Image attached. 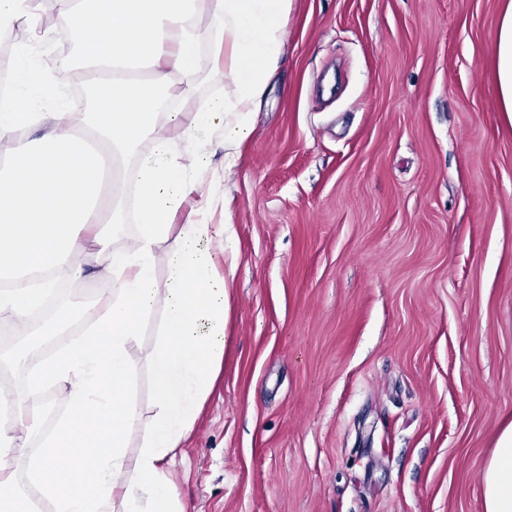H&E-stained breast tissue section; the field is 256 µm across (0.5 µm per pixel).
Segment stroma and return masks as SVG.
Returning a JSON list of instances; mask_svg holds the SVG:
<instances>
[{
    "label": "stroma",
    "instance_id": "35a3bbf8",
    "mask_svg": "<svg viewBox=\"0 0 512 512\" xmlns=\"http://www.w3.org/2000/svg\"><path fill=\"white\" fill-rule=\"evenodd\" d=\"M511 0H294L213 223L228 343L172 467L189 512H482L512 422ZM232 207H225V197ZM146 327L131 394L154 411ZM41 345L0 322V389ZM502 112L512 119V2L509 1L492 44Z\"/></svg>",
    "mask_w": 512,
    "mask_h": 512
}]
</instances>
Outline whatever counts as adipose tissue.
Returning a JSON list of instances; mask_svg holds the SVG:
<instances>
[{"mask_svg":"<svg viewBox=\"0 0 512 512\" xmlns=\"http://www.w3.org/2000/svg\"><path fill=\"white\" fill-rule=\"evenodd\" d=\"M294 0H59L58 23L43 26L35 0H0V29L26 21L39 63L14 57L16 85L0 100V315L20 335L59 280L86 277L87 250L107 255L106 294L70 302L64 319L84 336L29 372V397L0 396L11 420L0 426V512H187L169 469L221 369L238 262L225 227L208 221L202 168L222 156L236 166L269 82L286 58ZM80 39L81 63L58 58L61 36ZM501 109L512 116V0L492 44ZM219 71L229 93L199 99L203 72ZM78 78L87 107L39 95ZM180 94H173V87ZM148 150H141V143ZM118 168L104 166V155ZM133 186L137 234L112 246L105 230L128 219L120 184ZM194 221L175 225L184 203ZM168 278L158 285L156 267ZM44 271L33 281L32 270ZM156 319L149 357L156 411L135 462L128 430L131 351ZM64 400L41 397L46 384ZM43 451L23 477L13 470L31 438ZM483 512H512V422L501 431L483 476Z\"/></svg>","mask_w":512,"mask_h":512,"instance_id":"obj_1","label":"adipose tissue"}]
</instances>
